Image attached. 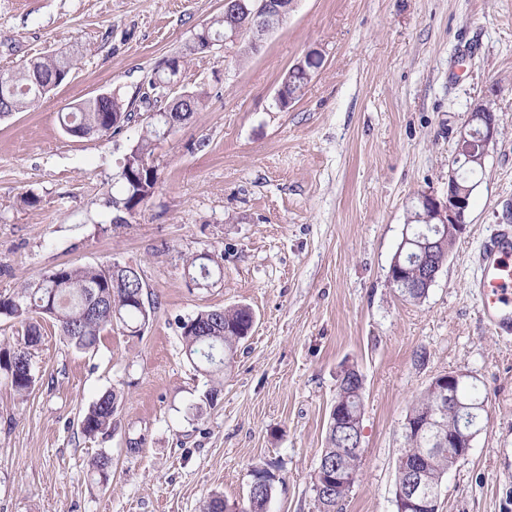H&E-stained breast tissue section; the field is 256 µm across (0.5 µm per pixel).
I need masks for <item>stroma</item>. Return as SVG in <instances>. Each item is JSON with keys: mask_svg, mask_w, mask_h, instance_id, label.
Here are the masks:
<instances>
[{"mask_svg": "<svg viewBox=\"0 0 512 512\" xmlns=\"http://www.w3.org/2000/svg\"><path fill=\"white\" fill-rule=\"evenodd\" d=\"M224 0H0V71L78 51L66 84L0 120V294L61 265L134 266L158 304L140 336L90 352L42 323L27 397L0 383V512H200L245 504L254 467L275 476L268 512H318L313 477L339 374H363L362 457L342 512H397L404 423L438 375L469 376L485 404L469 456L444 476L438 512H512V335L482 316V244L512 225V0H298L258 51L195 55L192 122L158 141L160 185L128 224L100 223L140 128L64 134L59 113L98 94L134 97ZM321 63L288 110L274 97L306 53ZM491 103L500 134L469 222L426 298L388 282L420 195L446 199L456 132ZM40 202L21 203L25 192ZM224 277L190 286V257ZM248 305L256 321L221 383L182 350L179 324ZM123 401L112 434L83 413ZM139 452L128 450L129 443ZM112 458L107 483L88 463ZM121 405V395L115 390L102 393L89 406L81 419V429L88 437L105 435L112 430L114 418Z\"/></svg>", "mask_w": 512, "mask_h": 512, "instance_id": "stroma-1", "label": "stroma"}]
</instances>
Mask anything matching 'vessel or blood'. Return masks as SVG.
Masks as SVG:
<instances>
[{
    "mask_svg": "<svg viewBox=\"0 0 512 512\" xmlns=\"http://www.w3.org/2000/svg\"><path fill=\"white\" fill-rule=\"evenodd\" d=\"M482 256L476 285L486 299L488 323L498 334L512 335V226H497Z\"/></svg>",
    "mask_w": 512,
    "mask_h": 512,
    "instance_id": "vessel-or-blood-1",
    "label": "vessel or blood"
}]
</instances>
